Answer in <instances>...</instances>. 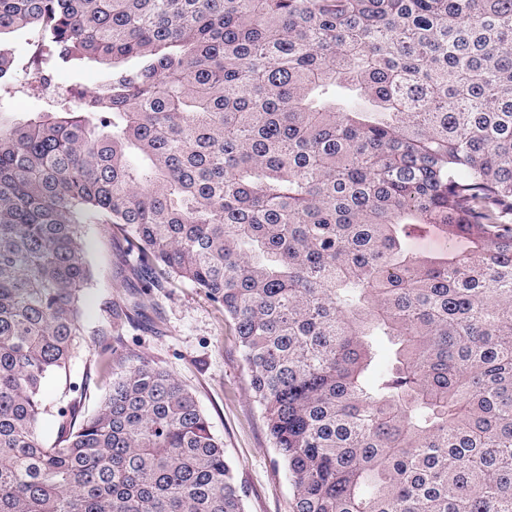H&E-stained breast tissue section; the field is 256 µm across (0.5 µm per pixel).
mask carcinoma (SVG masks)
<instances>
[{
    "label": "carcinoma",
    "mask_w": 512,
    "mask_h": 512,
    "mask_svg": "<svg viewBox=\"0 0 512 512\" xmlns=\"http://www.w3.org/2000/svg\"><path fill=\"white\" fill-rule=\"evenodd\" d=\"M71 109L0 111V512H244L167 368L57 409L109 224L233 323L290 512H512V0H0ZM432 225L469 249L408 251ZM55 83L63 90H71L73 95H78L82 91L95 88L100 81L101 73L94 65L86 66L79 70L62 69L53 74Z\"/></svg>",
    "instance_id": "cac0c4a2"
}]
</instances>
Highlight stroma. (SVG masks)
I'll list each match as a JSON object with an SVG mask.
<instances>
[{
	"label": "stroma",
	"instance_id": "stroma-1",
	"mask_svg": "<svg viewBox=\"0 0 512 512\" xmlns=\"http://www.w3.org/2000/svg\"><path fill=\"white\" fill-rule=\"evenodd\" d=\"M39 37L36 29L25 28L6 42L14 86L10 98L0 101V109L18 117L46 108L41 96L28 89L24 75L30 43ZM84 248L93 272L83 295L86 334L66 376L51 377L45 384L46 436L54 434L52 413L57 407L75 400L86 412L97 407L110 381L100 357L112 348H127L166 366L193 391L214 434L224 442L235 480L244 491L245 512H289L291 481L269 439L223 309L187 284L143 287L129 270L127 240L108 225H85ZM133 302L139 303V311L109 316V308ZM71 381L80 386L81 397L69 392Z\"/></svg>",
	"mask_w": 512,
	"mask_h": 512
}]
</instances>
